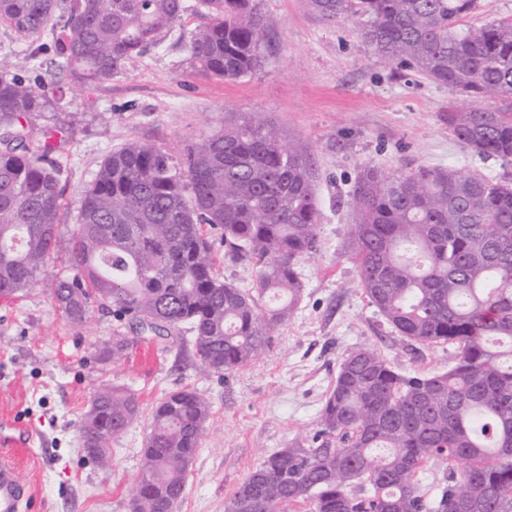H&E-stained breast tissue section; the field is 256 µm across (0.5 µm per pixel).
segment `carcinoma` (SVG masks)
<instances>
[{"label": "carcinoma", "mask_w": 512, "mask_h": 512, "mask_svg": "<svg viewBox=\"0 0 512 512\" xmlns=\"http://www.w3.org/2000/svg\"><path fill=\"white\" fill-rule=\"evenodd\" d=\"M260 0H0V23L20 40L64 19L50 51L83 85L102 84L159 45L190 10L210 22L188 40L191 68L237 80L260 66ZM323 18H350L380 61L415 68L482 105L448 113V129L480 157L512 164V20L461 28L476 0H307ZM0 56V298L34 285L59 239L63 190L32 146L44 86ZM351 199L360 283L407 343L453 342L446 372L404 375L369 347L341 361L312 448L267 458L226 512H512V178L419 166L367 165ZM69 274L53 297L73 323L112 304L161 338L187 324L205 374L256 362L302 293L299 264L317 253L320 209L309 156L273 123L250 117L189 145L176 163L128 143L101 163L76 199ZM224 255L256 267L255 293L216 276L204 226ZM269 297L270 305L259 300ZM139 397L104 385L81 425L89 458L106 464L113 438L136 419ZM210 402L194 388L155 405L129 512H172L187 484ZM448 463L428 501L416 476Z\"/></svg>", "instance_id": "obj_1"}]
</instances>
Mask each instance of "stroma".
<instances>
[{"label": "stroma", "instance_id": "stroma-1", "mask_svg": "<svg viewBox=\"0 0 512 512\" xmlns=\"http://www.w3.org/2000/svg\"><path fill=\"white\" fill-rule=\"evenodd\" d=\"M261 12L267 33L261 65L236 81L190 67L186 42L205 22L192 11L122 74L84 87L59 70L51 52L39 50L51 31L23 42L0 24V54L30 55L23 79L47 84L55 104L35 117V140L70 128L52 156L67 203L62 230L75 224L79 190L112 151L145 142L177 160L187 145L244 116L274 122L309 154L321 210L318 257L300 265L295 311L259 363L223 375L201 372L184 325L169 346L138 341L118 360H101L113 337L133 330L109 310L75 324L56 306L51 290L69 272L67 240L35 288L0 298V420L33 431L27 447L0 446V463L17 469L38 512H128L152 409L173 390L196 388L211 402L173 512H225L264 456L310 445L350 351L373 348L404 374L443 372L455 362L454 343L408 346L365 294L351 255L349 192L368 164L390 174L429 166L497 177L512 173V165L481 159L460 143L447 116L465 99L414 70L378 61L352 21H326L307 0H261ZM112 383L138 394L140 413L113 439L103 468L87 461L79 429L94 393Z\"/></svg>", "mask_w": 512, "mask_h": 512}]
</instances>
